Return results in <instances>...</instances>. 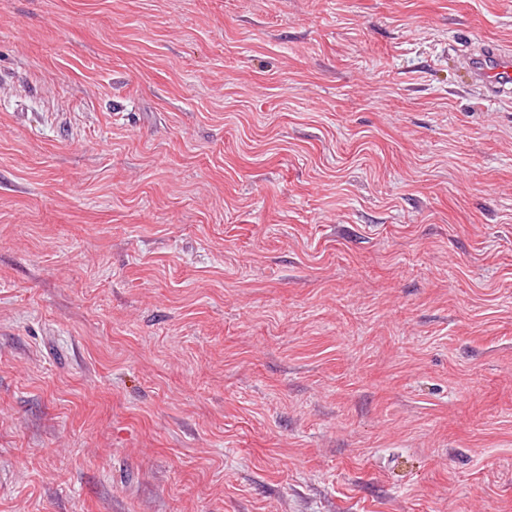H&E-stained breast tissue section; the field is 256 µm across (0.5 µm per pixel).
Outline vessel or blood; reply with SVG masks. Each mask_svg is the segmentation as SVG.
<instances>
[{
  "mask_svg": "<svg viewBox=\"0 0 512 512\" xmlns=\"http://www.w3.org/2000/svg\"><path fill=\"white\" fill-rule=\"evenodd\" d=\"M463 61L471 78L484 86L488 99L512 96V51L502 45L487 43L466 52Z\"/></svg>",
  "mask_w": 512,
  "mask_h": 512,
  "instance_id": "vessel-or-blood-1",
  "label": "vessel or blood"
}]
</instances>
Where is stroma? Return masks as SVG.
<instances>
[{
    "instance_id": "1",
    "label": "stroma",
    "mask_w": 512,
    "mask_h": 512,
    "mask_svg": "<svg viewBox=\"0 0 512 512\" xmlns=\"http://www.w3.org/2000/svg\"><path fill=\"white\" fill-rule=\"evenodd\" d=\"M512 0H0V512H512ZM500 44L487 43L476 51H468L463 62L471 78L484 86L487 98L497 100L512 96V57Z\"/></svg>"
}]
</instances>
